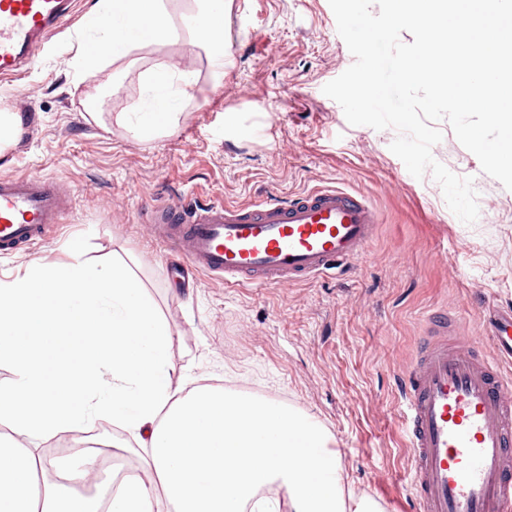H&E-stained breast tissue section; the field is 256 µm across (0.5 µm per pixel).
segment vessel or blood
I'll return each instance as SVG.
<instances>
[{"label": "vessel or blood", "mask_w": 512, "mask_h": 512, "mask_svg": "<svg viewBox=\"0 0 512 512\" xmlns=\"http://www.w3.org/2000/svg\"><path fill=\"white\" fill-rule=\"evenodd\" d=\"M73 13L72 0H0V77L34 64L40 44ZM68 197L46 179H0V251L28 248L60 223ZM168 244L193 266L236 285L339 275L372 242L379 215L361 195L322 188L239 206L183 199L149 209ZM438 342L403 379L406 433L420 512H512V311L494 318L496 361Z\"/></svg>", "instance_id": "vessel-or-blood-1"}]
</instances>
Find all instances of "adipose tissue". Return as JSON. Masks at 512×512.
<instances>
[{"label":"adipose tissue","instance_id":"adipose-tissue-1","mask_svg":"<svg viewBox=\"0 0 512 512\" xmlns=\"http://www.w3.org/2000/svg\"><path fill=\"white\" fill-rule=\"evenodd\" d=\"M224 0H98L111 36L79 42L77 74L117 62L147 41L207 31L223 69ZM148 102L118 113L136 139L163 136L192 97L193 73L176 64L144 75ZM173 332L126 266L32 263L0 281V512H382L354 496L312 416L277 400L221 386L185 391L168 362ZM113 424L130 434L140 469L88 483L85 453L47 461L36 438L67 427Z\"/></svg>","mask_w":512,"mask_h":512}]
</instances>
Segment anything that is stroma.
<instances>
[{"instance_id":"1","label":"stroma","mask_w":512,"mask_h":512,"mask_svg":"<svg viewBox=\"0 0 512 512\" xmlns=\"http://www.w3.org/2000/svg\"><path fill=\"white\" fill-rule=\"evenodd\" d=\"M94 3L79 0L70 28L38 61L0 79V107L25 129L0 151V177H42L70 198L61 224L30 249L0 251V280L35 260L69 261L76 241L85 259L125 261L172 328L174 376L305 411L340 446L354 494L384 512H418L402 377L433 310L455 313L460 341L493 357L488 311L512 307V190L439 122L434 158L472 178L477 193L479 217L464 224L432 175L413 177L391 152L394 130L348 124L322 91L354 62L329 0H226L220 71L182 40L143 45L78 83L70 61L79 39L102 36L89 22ZM174 61L195 71L196 94L168 134L137 140L116 116L138 102L142 71ZM90 94L95 118L84 108ZM339 184L367 197L380 222L335 277L230 286L191 268L140 221L149 204H247Z\"/></svg>"}]
</instances>
